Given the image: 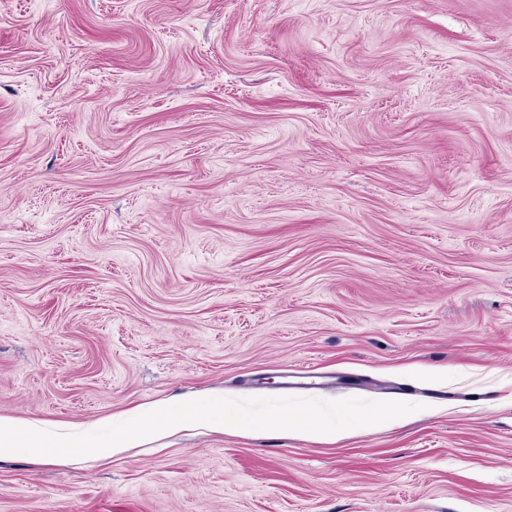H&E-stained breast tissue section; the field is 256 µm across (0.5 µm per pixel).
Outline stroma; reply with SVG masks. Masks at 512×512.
<instances>
[{
  "label": "stroma",
  "instance_id": "stroma-1",
  "mask_svg": "<svg viewBox=\"0 0 512 512\" xmlns=\"http://www.w3.org/2000/svg\"><path fill=\"white\" fill-rule=\"evenodd\" d=\"M403 401L312 443L0 459V512H512V0H0V415Z\"/></svg>",
  "mask_w": 512,
  "mask_h": 512
}]
</instances>
